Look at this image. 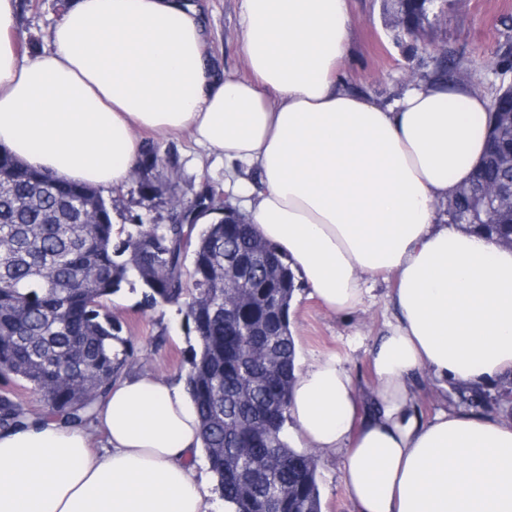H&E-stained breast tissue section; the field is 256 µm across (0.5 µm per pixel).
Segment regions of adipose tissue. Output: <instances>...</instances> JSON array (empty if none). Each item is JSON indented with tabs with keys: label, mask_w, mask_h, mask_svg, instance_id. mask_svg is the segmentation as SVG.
<instances>
[{
	"label": "adipose tissue",
	"mask_w": 512,
	"mask_h": 512,
	"mask_svg": "<svg viewBox=\"0 0 512 512\" xmlns=\"http://www.w3.org/2000/svg\"><path fill=\"white\" fill-rule=\"evenodd\" d=\"M253 80H218L186 0H69L51 51L28 56L0 0V146L57 178L120 188L137 133L188 132L223 156L255 234L335 316L393 280L392 319L358 386L334 354L299 365L288 416L336 457L354 512H512V420L441 407L435 390L512 375V246L442 203L482 159L492 103L421 81L383 102L340 79L347 0H244ZM183 384L117 381L93 428L41 419L0 434V512H211Z\"/></svg>",
	"instance_id": "1"
}]
</instances>
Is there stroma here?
Instances as JSON below:
<instances>
[{"label":"stroma","instance_id":"stroma-1","mask_svg":"<svg viewBox=\"0 0 512 512\" xmlns=\"http://www.w3.org/2000/svg\"><path fill=\"white\" fill-rule=\"evenodd\" d=\"M204 18L207 51L220 76L246 79L250 71L239 34L243 26L242 0H194ZM36 10L18 11L16 34L25 51L51 49L50 32L59 19L54 0H39ZM353 21L350 50L341 68L348 86L381 101H390L422 75L432 71L441 57L455 60L470 76V82L487 96H495L502 83H512V72L500 75L497 64L504 52H512V0H447L444 19L428 26L419 37L421 49L411 52L394 38V8L391 0H348ZM164 165L155 170L165 178L168 165L181 175L180 189L208 177L224 179V162L206 156L188 136L146 133ZM112 212L116 227L126 228L130 219L166 216L163 200L144 198L136 181H128L114 194ZM392 285L377 282L362 310L349 317L330 315L311 296L308 288L297 289L290 309V329L305 360L335 354L343 358L360 386H369L372 374L369 351L382 326L393 312L389 302ZM143 288L137 279L123 283L106 302L123 336L133 341L134 357L128 374L150 372L173 382L187 369L193 336L188 335L185 308L181 305L142 303ZM322 512H353L341 481L340 462L333 457L318 461Z\"/></svg>","mask_w":512,"mask_h":512}]
</instances>
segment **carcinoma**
Listing matches in <instances>:
<instances>
[{"label": "carcinoma", "instance_id": "obj_1", "mask_svg": "<svg viewBox=\"0 0 512 512\" xmlns=\"http://www.w3.org/2000/svg\"><path fill=\"white\" fill-rule=\"evenodd\" d=\"M437 3L405 5L398 37L417 39ZM512 84L493 102L487 149L472 181L455 201L474 208L482 185L512 183ZM163 165L145 144L137 169L146 197H167L168 223L132 217L134 231L116 230L112 203L95 188L56 179L0 149V432L25 429L49 415L64 427H88L127 368L133 350L120 336L104 301L130 277L146 288L145 302L186 306L194 333L184 381L199 416L204 452L217 490L230 512H322L317 456L288 445L284 427L294 380L296 343L289 310L297 285L286 256H266L281 273L265 287L264 259L257 260L251 300L235 304L224 287V256L259 250L249 224L219 219L195 233L198 218L223 214L210 179L179 193L178 170L163 180ZM485 230L512 239V212L503 210ZM129 258L118 261V257ZM98 271L92 285L85 272ZM236 312L224 325V306ZM24 382L47 411L28 408L15 393Z\"/></svg>", "mask_w": 512, "mask_h": 512}]
</instances>
